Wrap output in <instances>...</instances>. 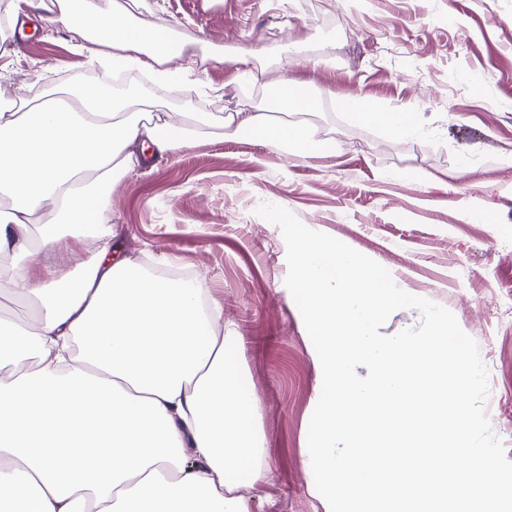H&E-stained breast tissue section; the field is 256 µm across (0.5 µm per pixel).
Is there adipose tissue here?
<instances>
[{"label": "adipose tissue", "mask_w": 512, "mask_h": 512, "mask_svg": "<svg viewBox=\"0 0 512 512\" xmlns=\"http://www.w3.org/2000/svg\"><path fill=\"white\" fill-rule=\"evenodd\" d=\"M49 21L90 35L101 62L163 83L197 73L195 60L163 46V29L134 30L74 0H57ZM293 87L279 80L275 100L256 112H193L177 125L96 83L81 86L72 107H0V288L34 311L29 324L0 317V512H251L248 492L266 476L253 395L224 358L223 312L202 305V284L99 254L43 282L18 255L40 216L39 253L69 231L102 237L115 170L145 163L150 146H188L199 126L319 155L310 128L274 119L299 105ZM350 104L354 122L389 133L416 120L361 96ZM299 106L316 112L321 102Z\"/></svg>", "instance_id": "ef3b65f1"}]
</instances>
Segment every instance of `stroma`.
<instances>
[{"label": "stroma", "instance_id": "35a3bbf8", "mask_svg": "<svg viewBox=\"0 0 512 512\" xmlns=\"http://www.w3.org/2000/svg\"><path fill=\"white\" fill-rule=\"evenodd\" d=\"M140 27L164 26L208 58L202 86L134 79L148 112H249L236 78L253 51L264 78L320 97L317 112H284L328 137L326 156L300 157L242 136L196 133L178 153L116 175L106 200L113 260L188 270L224 312L230 366L247 373L267 476L251 512H329L307 453L321 394L317 353L284 284L280 228L256 213L281 206L384 266L401 287L447 307L495 373L485 408L512 460V0H91ZM38 31L26 49L0 39V90L35 101L97 82L91 43ZM316 58L318 66L307 65ZM363 96L412 112L390 135L353 123ZM468 207L492 221L472 223ZM97 246L65 238L32 254L39 277L76 271Z\"/></svg>", "mask_w": 512, "mask_h": 512}]
</instances>
